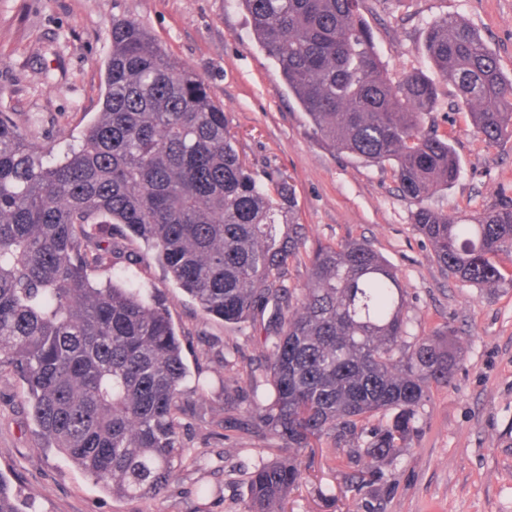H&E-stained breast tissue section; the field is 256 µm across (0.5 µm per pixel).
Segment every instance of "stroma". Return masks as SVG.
<instances>
[{
    "label": "stroma",
    "instance_id": "obj_1",
    "mask_svg": "<svg viewBox=\"0 0 512 512\" xmlns=\"http://www.w3.org/2000/svg\"><path fill=\"white\" fill-rule=\"evenodd\" d=\"M361 12L393 79L428 71L426 27L445 16L473 28L512 77V0H363ZM116 16L140 23L171 59L206 80L250 169L261 179L283 173L293 184L308 242L363 241L396 267L410 340L448 332L451 380L432 387L403 448L370 459L356 456L353 443L322 438L301 453L304 472L288 512H512V284L448 276L415 229V206L390 168L316 143L233 0H0V112L11 113L31 142L65 150L101 110ZM456 94L453 83H439L425 123L448 133L461 173L428 203L463 220L512 196V137L484 142L468 112L455 107ZM125 250L140 281L163 298L192 380L211 383L201 394L191 380L182 398L180 441L200 453V465L178 467L159 498H113L43 448L20 383L6 371L0 473L36 512H245L248 471L280 456L269 433L243 426L246 409L270 390L265 330L205 319L158 266L143 262L138 243ZM367 469L371 482L358 484ZM202 486L207 496H199Z\"/></svg>",
    "mask_w": 512,
    "mask_h": 512
}]
</instances>
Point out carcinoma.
I'll return each mask as SVG.
<instances>
[{
	"label": "carcinoma",
	"mask_w": 512,
	"mask_h": 512,
	"mask_svg": "<svg viewBox=\"0 0 512 512\" xmlns=\"http://www.w3.org/2000/svg\"><path fill=\"white\" fill-rule=\"evenodd\" d=\"M237 2L314 138L390 167L445 271L506 281L495 257L512 253V197L467 223L426 204L460 173L448 134L425 127L437 84L393 80L362 0ZM109 36L102 110L62 157L0 113V368L21 379L47 447L114 498L155 499L201 459L179 442L189 371L165 305L120 266L114 236L142 243L211 318L242 325L273 306V393L257 421L286 456L249 472L248 512H286L312 443L367 433L358 451L376 458L407 440L430 385L448 384L447 336L406 341L397 270L365 242L316 244L307 284L289 287L288 259L306 246L279 234L294 223L292 189L257 178L205 81L139 23L114 17ZM425 51L486 142L512 136V78L467 23L434 20ZM0 512H27L1 473Z\"/></svg>",
	"instance_id": "cac0c4a2"
}]
</instances>
